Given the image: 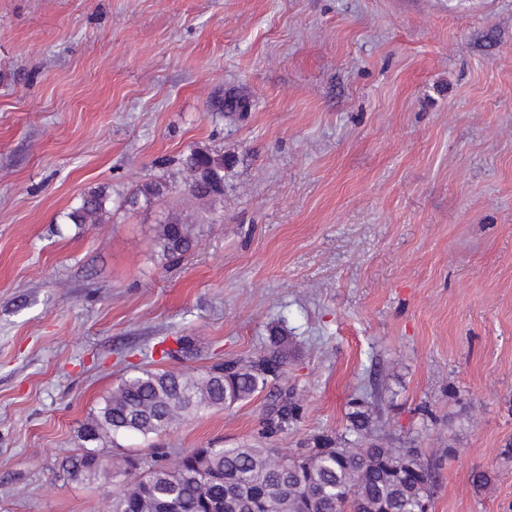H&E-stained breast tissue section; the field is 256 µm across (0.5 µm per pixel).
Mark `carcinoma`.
Returning a JSON list of instances; mask_svg holds the SVG:
<instances>
[{"instance_id":"1","label":"carcinoma","mask_w":512,"mask_h":512,"mask_svg":"<svg viewBox=\"0 0 512 512\" xmlns=\"http://www.w3.org/2000/svg\"><path fill=\"white\" fill-rule=\"evenodd\" d=\"M194 176L189 191L199 200L224 194V169L229 160L208 150L193 149L181 159ZM158 181L142 185L130 198L150 202L164 195ZM107 195L89 192L71 214L76 224L97 223ZM190 224L170 220L161 225L156 245L161 258L174 263L192 247ZM267 350L242 362L216 363L198 378L173 371L143 369L122 380L97 413L82 427L86 446L62 462L70 479H107L91 461L101 453L100 442L135 433L145 439L167 430L178 419L209 408H229L257 392L285 370L288 336L270 328ZM177 348H161V357L188 358L191 338H176ZM347 431L351 438L316 435L301 447L283 453L268 445L235 448H192L177 467L156 458L145 465L138 457L125 459L122 490L112 512H430L436 492L432 466L417 448H389L375 435L366 398L350 402ZM293 391L275 386L258 432L268 442L287 431L300 417Z\"/></svg>"}]
</instances>
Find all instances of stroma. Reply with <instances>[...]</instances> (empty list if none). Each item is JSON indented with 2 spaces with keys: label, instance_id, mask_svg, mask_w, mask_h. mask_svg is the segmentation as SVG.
<instances>
[{
  "label": "stroma",
  "instance_id": "1",
  "mask_svg": "<svg viewBox=\"0 0 512 512\" xmlns=\"http://www.w3.org/2000/svg\"><path fill=\"white\" fill-rule=\"evenodd\" d=\"M195 148L231 158L223 197L189 193ZM174 217L196 243L166 264ZM275 324L302 413L274 447L375 387L387 445L438 467L432 512H512V0H0V512H112V481L57 476L91 414ZM177 336L195 358L161 359ZM266 405L107 455L250 442ZM107 199L103 189L89 192L83 198L81 206L71 214V219L77 224L97 223L105 211Z\"/></svg>",
  "mask_w": 512,
  "mask_h": 512
}]
</instances>
